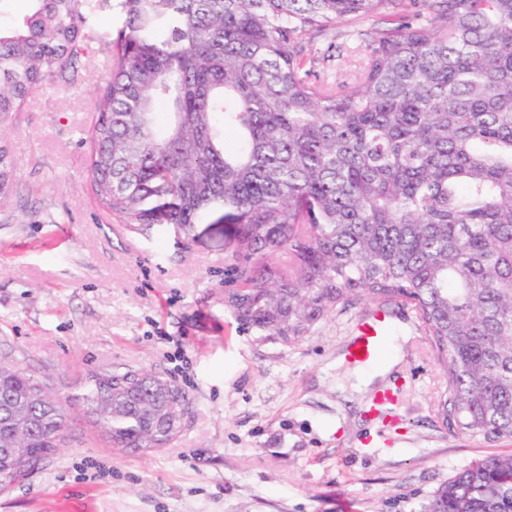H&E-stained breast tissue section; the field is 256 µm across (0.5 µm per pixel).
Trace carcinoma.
Here are the masks:
<instances>
[{"label":"carcinoma","mask_w":512,"mask_h":512,"mask_svg":"<svg viewBox=\"0 0 512 512\" xmlns=\"http://www.w3.org/2000/svg\"><path fill=\"white\" fill-rule=\"evenodd\" d=\"M29 2L0 29V122L74 72L111 12L88 150L108 217L186 243L205 220L233 225L224 306L263 341L296 344L355 300L409 303L441 361L443 420L512 437V0ZM330 30L362 54L326 80L309 39ZM16 176L0 138V199ZM129 373L70 400L1 359L0 458L43 465L73 400L112 447H167L170 377ZM428 512H512V455L457 472Z\"/></svg>","instance_id":"1"}]
</instances>
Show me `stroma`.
I'll use <instances>...</instances> for the list:
<instances>
[{"label":"stroma","mask_w":512,"mask_h":512,"mask_svg":"<svg viewBox=\"0 0 512 512\" xmlns=\"http://www.w3.org/2000/svg\"><path fill=\"white\" fill-rule=\"evenodd\" d=\"M103 17L70 80L52 78L0 126L18 165L0 207V359L18 360L61 395L93 371H160L191 395L186 429L150 454L112 448L77 416L66 446L0 493V512H426L472 462L512 453L443 422V377L411 309L359 300L299 343L257 341L224 306L228 224L141 236L111 222L88 184L84 142L112 72ZM390 316L384 381L344 349L356 322ZM396 404L370 413L376 395Z\"/></svg>","instance_id":"35a3bbf8"}]
</instances>
